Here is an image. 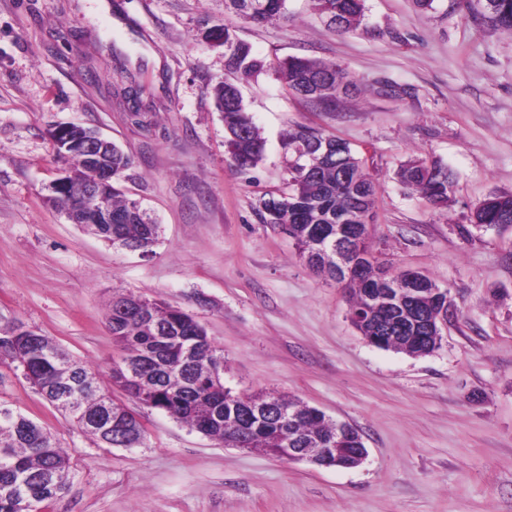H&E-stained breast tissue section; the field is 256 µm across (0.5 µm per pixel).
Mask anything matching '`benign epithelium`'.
Returning a JSON list of instances; mask_svg holds the SVG:
<instances>
[{"label":"benign epithelium","instance_id":"7a95c632","mask_svg":"<svg viewBox=\"0 0 512 512\" xmlns=\"http://www.w3.org/2000/svg\"><path fill=\"white\" fill-rule=\"evenodd\" d=\"M58 153L69 161L65 176L50 186L51 195L69 189V201L63 213L71 224L112 223V168L106 157L112 154V142L96 131L78 125H60L53 129ZM90 169L95 179L71 185L77 170ZM336 235L325 239L327 250L336 252V279H357L368 269V225L337 224ZM375 284L367 289L366 306L353 319L363 325L367 335L386 337L408 329L420 330L441 340L442 325L448 316L451 299L441 289L412 270L392 274L372 272Z\"/></svg>","mask_w":512,"mask_h":512}]
</instances>
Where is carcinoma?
Instances as JSON below:
<instances>
[{"mask_svg": "<svg viewBox=\"0 0 512 512\" xmlns=\"http://www.w3.org/2000/svg\"><path fill=\"white\" fill-rule=\"evenodd\" d=\"M240 15L265 21L285 13L286 0H228ZM315 8L329 17L338 31L357 27L364 0H315ZM484 21L491 30H512V0H484ZM264 68L251 48L238 43L227 57V69L249 78ZM297 98L334 104L353 87L336 65L307 58H291L274 66ZM215 106L224 126L245 129L248 136L227 138L233 162L240 168L261 160L264 141L246 115L238 87L224 82L214 88ZM336 143L299 130L286 146L297 156L291 166V193L271 207L261 201L260 221L273 228L292 225V237L301 255L313 250L305 236L310 224L360 223V213L374 204V186L351 148L321 159L324 145ZM131 165V158L112 147V175ZM402 182L420 189L437 206L449 202L448 170L438 164L413 160L399 171ZM512 214V195H493L474 211L476 224H499ZM112 224H87L85 229L114 247L152 251L159 241V225L137 202L112 187ZM112 339L119 346V364L127 372L124 394L148 408L160 410L196 432L226 446L255 448L279 459L281 449L310 453L314 439L336 438V423L298 399L277 392L242 399L224 387V353L205 328L181 309L141 296L116 295L107 309ZM20 322L0 325V362L9 361L42 398L70 418L87 435L109 448H136L145 444V431L122 401L100 392L96 373L73 360L58 343L33 331L18 335ZM69 454L51 431L0 400V512L43 510L69 487Z\"/></svg>", "mask_w": 512, "mask_h": 512, "instance_id": "cac0c4a2", "label": "carcinoma"}]
</instances>
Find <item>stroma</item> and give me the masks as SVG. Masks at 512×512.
<instances>
[{"label": "stroma", "mask_w": 512, "mask_h": 512, "mask_svg": "<svg viewBox=\"0 0 512 512\" xmlns=\"http://www.w3.org/2000/svg\"><path fill=\"white\" fill-rule=\"evenodd\" d=\"M110 2L106 17L97 0H0V318L53 338L109 393L112 295L179 307L223 350L225 387L296 396L356 428L368 457L286 462L148 408L144 446L100 447L0 364V399L72 452L70 486L47 512H512V224L472 218L512 194V30L488 29L473 0H365L346 32L313 0L265 22L224 0ZM215 27L267 62L338 65L359 91L325 107L269 70L239 81L265 150L238 168L213 99L230 77L227 47L206 37ZM68 123L131 156L118 186L160 224L152 253L112 247L49 202L67 168L50 130ZM301 127L347 142L369 174L375 264L449 290L431 354L369 344L342 285L261 224V200L290 191L284 142ZM414 159L448 167V205L400 182Z\"/></svg>", "instance_id": "obj_1"}]
</instances>
